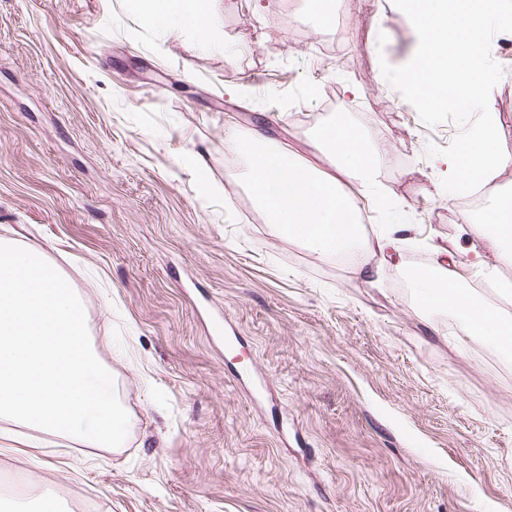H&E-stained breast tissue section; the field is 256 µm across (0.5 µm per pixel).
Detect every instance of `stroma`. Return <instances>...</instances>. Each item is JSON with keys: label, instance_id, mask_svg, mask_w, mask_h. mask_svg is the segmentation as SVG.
<instances>
[{"label": "stroma", "instance_id": "1", "mask_svg": "<svg viewBox=\"0 0 512 512\" xmlns=\"http://www.w3.org/2000/svg\"><path fill=\"white\" fill-rule=\"evenodd\" d=\"M340 2L339 39L311 0H217L206 44L129 0H0V234L72 282L131 417L118 449L0 455L1 505L36 482L31 512H512V356L400 279L429 243H476L427 152L460 128L383 78L417 41L392 0ZM506 39L490 108L512 142ZM339 110L413 206L374 285L267 224L224 163L257 131L329 169Z\"/></svg>", "mask_w": 512, "mask_h": 512}]
</instances>
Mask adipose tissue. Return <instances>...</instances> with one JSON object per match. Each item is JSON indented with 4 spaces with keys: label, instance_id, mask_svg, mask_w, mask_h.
<instances>
[{
    "label": "adipose tissue",
    "instance_id": "obj_1",
    "mask_svg": "<svg viewBox=\"0 0 512 512\" xmlns=\"http://www.w3.org/2000/svg\"><path fill=\"white\" fill-rule=\"evenodd\" d=\"M216 4L217 0H139V12L150 26L187 31L198 41L211 42L219 37ZM317 139L331 158L333 173H323L293 153L266 145L260 133L238 137L249 194L268 223L299 241L315 259L346 262L364 281H374L381 273L375 258L390 247L393 230L366 231L361 211L347 190L352 187L362 196L377 197L378 155L369 137L349 120L325 122ZM444 164L442 179L459 195L489 185L503 167L512 164V143L501 136L496 113L483 112ZM468 231L494 251L495 262L486 261L477 249L459 260L452 258L451 247L433 245L432 265L411 271L415 293L427 309L454 312L470 335L512 352V316L461 287L469 277L512 295V281L500 276L501 267L512 265V193L495 196L481 219L469 223Z\"/></svg>",
    "mask_w": 512,
    "mask_h": 512
}]
</instances>
